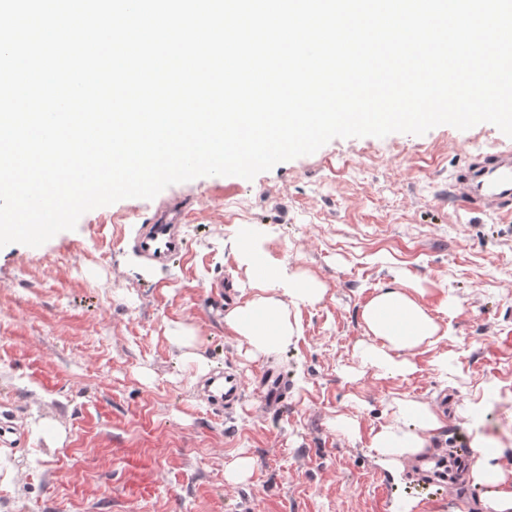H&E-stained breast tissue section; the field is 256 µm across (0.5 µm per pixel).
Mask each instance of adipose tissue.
<instances>
[{"label":"adipose tissue","instance_id":"obj_1","mask_svg":"<svg viewBox=\"0 0 512 512\" xmlns=\"http://www.w3.org/2000/svg\"><path fill=\"white\" fill-rule=\"evenodd\" d=\"M234 249L250 265L257 292L227 310L224 323L249 346L252 355L277 352L297 334L289 319V305L318 301L325 288L312 278L271 266L247 240H237ZM362 319L371 337L362 351L363 365L393 376L406 373L409 354L422 345L435 343L441 330L403 283L380 288L364 306ZM496 396L495 389L483 388L462 408L473 435L470 478L488 490L483 502L486 512H512V470L501 463L502 448L482 430L484 416ZM441 426L440 416L430 406L403 399L397 405L395 423L375 432L370 446L382 462L395 466L402 459L426 453Z\"/></svg>","mask_w":512,"mask_h":512}]
</instances>
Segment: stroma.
I'll return each mask as SVG.
<instances>
[{"label": "stroma", "mask_w": 512, "mask_h": 512, "mask_svg": "<svg viewBox=\"0 0 512 512\" xmlns=\"http://www.w3.org/2000/svg\"><path fill=\"white\" fill-rule=\"evenodd\" d=\"M501 144L512 137L489 123L335 138L251 180L174 184L93 209L42 246L0 248V419L21 433L0 442V512H484L486 490L467 476L452 493L417 472L470 446L458 409L487 385L498 396L484 431L512 464V219L448 196L457 169ZM170 210L186 249L148 264L137 239ZM241 235L326 287L291 306L299 335L266 358L224 324L255 293L230 248ZM395 281L419 283L447 335L392 376L363 368L360 352L362 309ZM267 362L288 378L279 412L254 383ZM224 370L245 383L229 414L199 395ZM403 398L443 426L431 452L393 470L369 441ZM341 418L355 438L337 432ZM242 456L250 475L228 482Z\"/></svg>", "instance_id": "obj_1"}]
</instances>
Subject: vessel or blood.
<instances>
[{
  "label": "vessel or blood",
  "mask_w": 512,
  "mask_h": 512,
  "mask_svg": "<svg viewBox=\"0 0 512 512\" xmlns=\"http://www.w3.org/2000/svg\"><path fill=\"white\" fill-rule=\"evenodd\" d=\"M452 187L456 201L469 209L512 215V148L474 158L456 174ZM182 245L176 225L166 217L146 225L139 241L141 253L157 263L178 253ZM258 385L266 408L282 404L285 387L281 374L271 368L264 369ZM243 391L242 380L225 371L210 377L205 399L209 404L229 410L240 402Z\"/></svg>",
  "instance_id": "1"
}]
</instances>
